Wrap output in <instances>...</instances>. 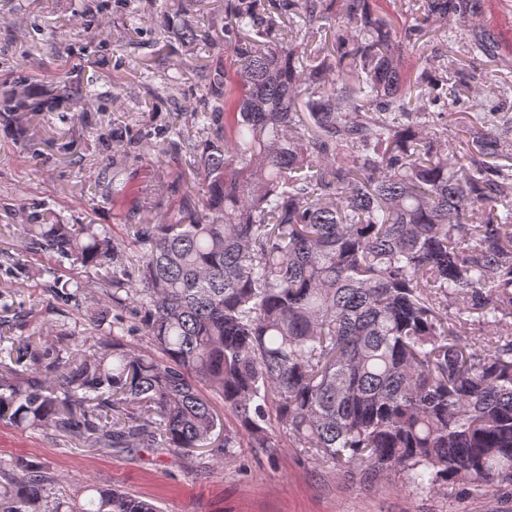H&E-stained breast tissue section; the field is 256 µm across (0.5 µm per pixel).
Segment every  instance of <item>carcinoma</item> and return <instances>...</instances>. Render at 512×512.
<instances>
[{
  "label": "carcinoma",
  "mask_w": 512,
  "mask_h": 512,
  "mask_svg": "<svg viewBox=\"0 0 512 512\" xmlns=\"http://www.w3.org/2000/svg\"><path fill=\"white\" fill-rule=\"evenodd\" d=\"M178 2L161 5L169 51L210 58L189 110L206 139L154 146L189 158L179 219L129 225L134 259L103 225H21L112 309L63 347L0 321V420L116 452L288 445L429 493L512 485V110L477 64L497 37L466 30L484 0L415 2L401 30L371 0H224L218 28ZM441 23L448 53L425 52ZM44 109L12 95L0 126ZM103 179L131 193L126 161ZM129 318L151 351L124 342ZM482 327L496 340L467 341ZM0 477V512H159L56 493L23 461Z\"/></svg>",
  "instance_id": "obj_1"
}]
</instances>
